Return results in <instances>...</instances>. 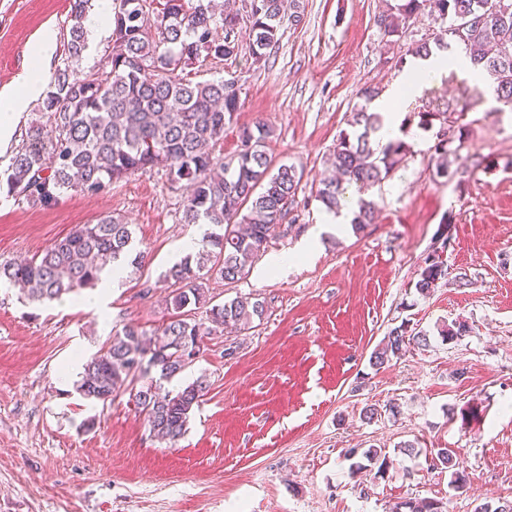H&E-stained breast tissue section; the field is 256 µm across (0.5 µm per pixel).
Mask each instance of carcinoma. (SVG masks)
Segmentation results:
<instances>
[{
  "label": "carcinoma",
  "instance_id": "1",
  "mask_svg": "<svg viewBox=\"0 0 512 512\" xmlns=\"http://www.w3.org/2000/svg\"><path fill=\"white\" fill-rule=\"evenodd\" d=\"M90 0H74L70 39L37 112L46 122L32 123L22 147L6 170L8 192L26 204L43 205L61 192L98 195L128 176L147 169L164 171L167 181L190 190L183 209L186 224H208L201 248L173 265L166 279L172 290L167 307L172 315L161 327L146 331L126 323L113 331L108 344L82 365L76 392L81 398L106 403L125 392L133 380L144 384L134 404L145 415L149 431L170 442L185 434L194 407L209 389L204 375L179 391L163 383L184 372L198 357L205 338L232 326L246 330L262 319L264 305L240 297L214 304L204 288V273L226 283L241 279L267 247L272 232L283 223V206L295 198L302 173L293 165L277 164L268 151L272 130L263 122L239 129L240 151L233 169L224 167L214 149L224 139L237 105L235 81L224 78L193 82L188 73L211 60L238 54L237 29L247 22L249 54L260 63L279 43L284 23L297 25L303 16L301 0H259L256 11L215 0H115L111 43L100 63L79 70L86 49L84 17ZM488 0H384L377 23L389 37L401 36L409 22L425 16L441 24L438 38L412 44L406 53L428 57L455 41L472 50L470 59L492 80L498 103L512 108V10L487 12ZM381 89L359 91L363 103L350 112L333 151L336 175L318 183L315 198L329 211L344 202L343 184H354L363 194L380 185L411 155V145L396 138L382 145L373 140L383 117L369 111ZM473 106L471 88L462 83L453 100L424 104L420 123L439 122L433 151V175L454 174L464 137L461 119ZM374 201L357 200L350 224L359 232L374 223ZM130 225L114 214L92 224H78L57 238L38 257L0 263V285L17 287L31 301H61L99 282L107 259L117 265L141 267L143 255L129 257ZM447 276L442 261L426 257L417 292L427 294ZM204 308L208 323L189 317ZM427 344V334L406 336L403 325L393 328L370 364L382 368L410 342ZM432 466L451 472L450 484L465 485L456 469L454 453L439 448ZM393 463L383 448H369L362 460L350 463L355 476L370 466L383 474ZM393 512H446L440 500L404 499Z\"/></svg>",
  "mask_w": 512,
  "mask_h": 512
}]
</instances>
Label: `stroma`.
<instances>
[{"instance_id":"obj_1","label":"stroma","mask_w":512,"mask_h":512,"mask_svg":"<svg viewBox=\"0 0 512 512\" xmlns=\"http://www.w3.org/2000/svg\"><path fill=\"white\" fill-rule=\"evenodd\" d=\"M72 0H0V89L9 87L45 28L66 34ZM300 25H284L274 54L257 63L247 40L237 57L193 69L192 81L236 79L233 124L219 150L236 162L238 129L265 120L277 160L302 169L290 220L266 252L233 284L209 276L215 302L263 301L250 329L217 331L170 387L204 375L207 394L176 443L151 436L128 395L102 404L82 399L74 353L91 355L113 330L134 320L145 328L168 317L166 270L178 241L202 236L182 221L187 191L162 172L136 174L99 195L61 194L31 207L0 205V262L40 255L55 239L102 214L132 224L140 270L127 272L108 305L96 309L25 305L0 288V512H390L398 500L433 497L449 512H474L512 500V112L482 100L463 122L467 135L446 179L429 164L435 132L419 125L422 102L451 99L460 76L424 87L398 104L412 155L372 191L374 224L363 232L321 235L310 259L280 275L271 259L294 253L325 213L312 189L331 170L336 140L363 86L389 89L409 44L433 38L427 18L397 41L376 24L381 0H303ZM453 245L448 275L429 295L414 284L440 230ZM318 233V232H317ZM468 330L442 341L437 325ZM427 332L382 368L371 352L389 330ZM233 355H225V348ZM481 409L468 426L449 410ZM378 414L368 420L367 407ZM96 427H83L87 418ZM413 442L415 455L397 453ZM395 451L385 474L350 476L351 449ZM433 448L456 452L466 485L430 468Z\"/></svg>"}]
</instances>
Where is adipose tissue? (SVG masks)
<instances>
[{
	"mask_svg": "<svg viewBox=\"0 0 512 512\" xmlns=\"http://www.w3.org/2000/svg\"><path fill=\"white\" fill-rule=\"evenodd\" d=\"M56 50L55 32L49 28L43 30L34 45L32 63L23 67L12 88L0 92V156L9 153L23 112L44 95L53 73ZM452 70L470 78L477 75L469 57L458 51L451 57L439 54L418 60L396 79L374 103L375 111L384 116V127L379 133L381 142L401 135L404 115L394 110V101L420 96L425 85L442 82Z\"/></svg>",
	"mask_w": 512,
	"mask_h": 512,
	"instance_id": "1",
	"label": "adipose tissue"
}]
</instances>
